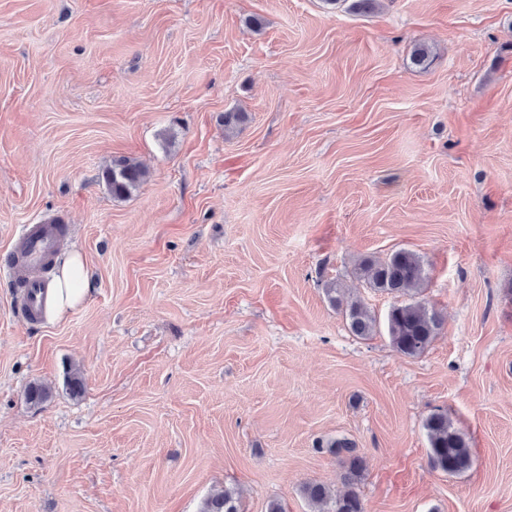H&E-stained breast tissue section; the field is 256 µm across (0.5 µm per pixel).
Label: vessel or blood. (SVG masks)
Here are the masks:
<instances>
[{"label":"vessel or blood","instance_id":"obj_1","mask_svg":"<svg viewBox=\"0 0 512 512\" xmlns=\"http://www.w3.org/2000/svg\"><path fill=\"white\" fill-rule=\"evenodd\" d=\"M62 242L59 225H24L5 264L0 265V271L24 291L23 303L17 313L25 321L36 322L45 315L46 274Z\"/></svg>","mask_w":512,"mask_h":512}]
</instances>
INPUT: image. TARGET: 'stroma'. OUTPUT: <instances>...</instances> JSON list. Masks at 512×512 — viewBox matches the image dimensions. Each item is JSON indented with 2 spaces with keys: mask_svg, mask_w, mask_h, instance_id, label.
I'll list each match as a JSON object with an SVG mask.
<instances>
[{
  "mask_svg": "<svg viewBox=\"0 0 512 512\" xmlns=\"http://www.w3.org/2000/svg\"><path fill=\"white\" fill-rule=\"evenodd\" d=\"M47 220L91 290L32 325L0 275V512H317L336 438L365 512H512V0H0V261ZM399 249L445 319L415 357L356 272ZM436 411L464 473L430 466ZM146 171L133 159L119 158L103 173V179L114 199H125L144 181ZM344 315L351 332L362 339L373 336L376 328V317L361 299H353L347 303ZM425 429L433 469L457 475L471 468L473 460L466 436L453 426L447 413H432L426 419ZM324 447L330 454L341 458L346 469L347 483L354 484L363 471V457L358 453L355 444L346 438H340L327 441L325 446L321 444L319 449L323 450ZM198 512H241L239 498L234 490H224L203 499Z\"/></svg>",
  "mask_w": 512,
  "mask_h": 512,
  "instance_id": "stroma-1",
  "label": "stroma"
}]
</instances>
